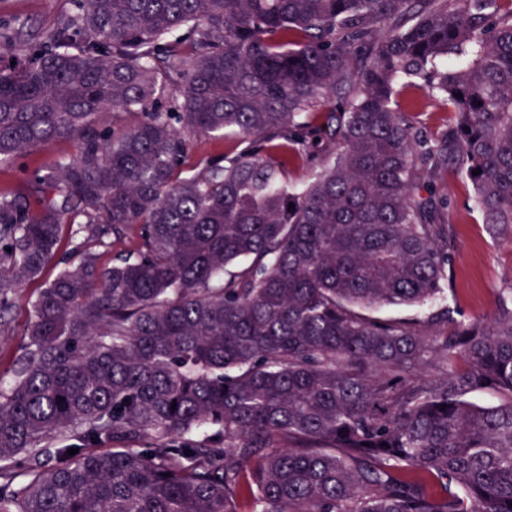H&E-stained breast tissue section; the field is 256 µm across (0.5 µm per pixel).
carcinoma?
Segmentation results:
<instances>
[{
	"instance_id": "carcinoma-1",
	"label": "carcinoma",
	"mask_w": 512,
	"mask_h": 512,
	"mask_svg": "<svg viewBox=\"0 0 512 512\" xmlns=\"http://www.w3.org/2000/svg\"><path fill=\"white\" fill-rule=\"evenodd\" d=\"M68 2L0 27V163L78 144L0 194V335L61 266L0 388V512H512V292L448 332L420 194L451 167L512 236V0ZM202 135L255 148L184 177ZM408 119L432 138H439L448 128L452 112L420 91H406L401 96Z\"/></svg>"
}]
</instances>
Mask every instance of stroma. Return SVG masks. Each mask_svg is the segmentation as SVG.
<instances>
[{
  "label": "stroma",
  "mask_w": 512,
  "mask_h": 512,
  "mask_svg": "<svg viewBox=\"0 0 512 512\" xmlns=\"http://www.w3.org/2000/svg\"><path fill=\"white\" fill-rule=\"evenodd\" d=\"M65 7L66 0H0V22L20 18L37 32L51 27ZM401 103L408 119L429 136L437 138L447 130L452 114L439 102L421 92L407 91L402 94ZM76 152V143L64 139L48 148L33 150L16 163L0 164V192L14 190L23 176ZM432 193L453 243L448 303L458 320L493 321L498 317V296L512 290V240L489 234L473 207L472 188L460 175L443 174ZM37 293V287L31 285L15 298L11 334L0 339V375L10 369L25 341L22 330L29 302Z\"/></svg>",
  "instance_id": "35a3bbf8"
}]
</instances>
